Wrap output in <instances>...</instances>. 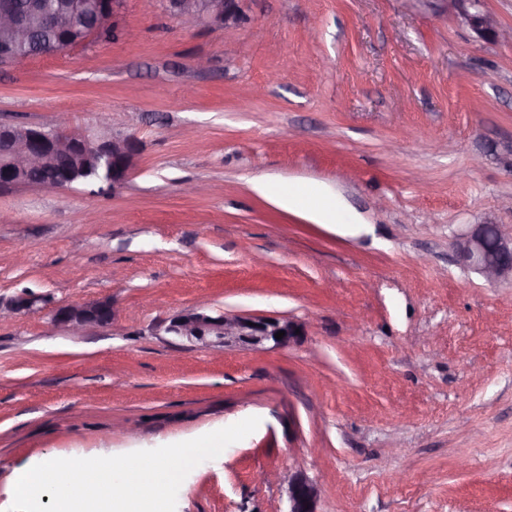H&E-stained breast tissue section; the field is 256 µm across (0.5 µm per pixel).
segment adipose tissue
Returning <instances> with one entry per match:
<instances>
[{"instance_id":"1","label":"adipose tissue","mask_w":512,"mask_h":512,"mask_svg":"<svg viewBox=\"0 0 512 512\" xmlns=\"http://www.w3.org/2000/svg\"><path fill=\"white\" fill-rule=\"evenodd\" d=\"M251 185L258 192L272 193L274 199L288 209L306 212L318 223L340 224L353 234L359 231L355 215L350 213L339 199L320 186L277 189L269 178L252 180Z\"/></svg>"}]
</instances>
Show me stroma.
I'll list each match as a JSON object with an SVG mask.
<instances>
[{
  "mask_svg": "<svg viewBox=\"0 0 512 512\" xmlns=\"http://www.w3.org/2000/svg\"><path fill=\"white\" fill-rule=\"evenodd\" d=\"M183 27L124 0L117 40L0 65V122L134 134L123 188L0 190V512L16 476L76 452L123 454L260 419L193 468L176 512H512V280L463 266L475 224L512 232V41L480 10L512 0H242ZM330 187L351 237L251 189ZM207 194L190 196L187 183ZM86 336L53 308L101 298ZM285 317L278 349L203 348L175 315ZM466 19L473 30L482 38L503 36L512 39V30L508 32L498 31L490 17L484 13H469L466 14ZM316 495L313 485L305 478H298L290 490L288 512H316ZM305 505H308V508H305Z\"/></svg>",
  "mask_w": 512,
  "mask_h": 512,
  "instance_id": "obj_1",
  "label": "stroma"
}]
</instances>
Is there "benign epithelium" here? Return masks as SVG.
<instances>
[{
  "label": "benign epithelium",
  "instance_id": "7a95c632",
  "mask_svg": "<svg viewBox=\"0 0 512 512\" xmlns=\"http://www.w3.org/2000/svg\"><path fill=\"white\" fill-rule=\"evenodd\" d=\"M241 0H169L171 9L189 27L202 23L212 25L238 21ZM122 0H112L111 10L94 11L93 31L117 29V17ZM38 14L46 27L60 23L57 14L43 8L40 0H29L26 9L16 7L14 0H0V47L6 64L22 66L34 58L26 51L31 31V15ZM467 22L482 38L499 36L512 39V30L500 32L490 17L476 12L466 15ZM138 144L132 134H116L108 128L94 132L71 129L67 116L51 127L33 124L0 123V189L33 184L32 175L61 159L72 162L70 181L83 172L81 162L96 164L102 160L120 163L121 175L108 179L106 190L116 191L131 174ZM458 258L474 267L485 278L495 283L512 278V235L503 233L498 224H475L472 230L456 243ZM35 300L29 295L18 296L10 304L0 305V323L20 310H29ZM112 299L102 298L88 303L61 306L52 314L55 326L76 334L86 333L112 324L103 315L112 313ZM283 331L281 339L275 334ZM167 332L182 337L201 347H242L266 350L286 347L304 334L300 325L287 318L259 317L244 314L220 313L213 316L208 307L195 308L174 317ZM317 492L306 479H297L290 490L288 512H316Z\"/></svg>",
  "mask_w": 512,
  "mask_h": 512
}]
</instances>
